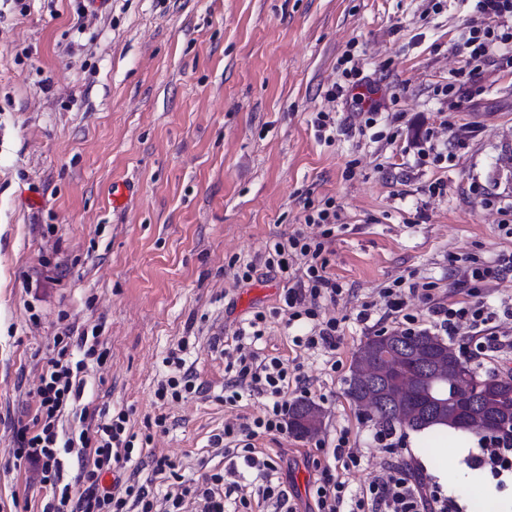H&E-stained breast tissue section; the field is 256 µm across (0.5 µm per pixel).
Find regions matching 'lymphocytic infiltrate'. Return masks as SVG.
Returning <instances> with one entry per match:
<instances>
[{
	"label": "lymphocytic infiltrate",
	"mask_w": 512,
	"mask_h": 512,
	"mask_svg": "<svg viewBox=\"0 0 512 512\" xmlns=\"http://www.w3.org/2000/svg\"><path fill=\"white\" fill-rule=\"evenodd\" d=\"M469 50L465 66L496 60L499 67L512 69V26L500 31L484 24L469 27L465 40ZM305 224L322 229V240H314L297 231L266 242L258 261L240 264L237 283L249 284L258 267H265L287 280L288 286L277 306L255 312L224 344V403L235 408L242 400L261 402L259 413L246 417L235 414L225 419L221 432L210 438L212 447L223 449V469L204 474L197 480H185L166 456L146 451L136 443L130 414L122 410L107 419H96L90 408H82V427L66 433L62 417L76 403L83 390L82 373L88 361L105 364L106 352L91 343L88 333L63 332L56 337L55 354L42 368L32 390L34 408L29 422L16 431L14 465L36 474L49 487V499L25 501L23 512H297L293 493L286 487L280 464L256 448L263 436L289 432L290 395L308 397L310 381L302 371L297 354L321 349L335 353L341 340L339 322L324 317L323 310L343 293L342 286L327 273L323 255L324 238L339 215L332 200L306 203ZM419 293L435 328L452 336L468 330L485 337L489 349L501 342L494 325L495 312L483 304L445 302L436 298L429 285L409 284L408 288L380 289L384 318L406 315L407 293ZM282 320L285 327L304 321L308 329L291 338L294 358L260 356L255 346L265 334L267 319ZM176 371L161 379L155 397L163 403L176 402L190 394H202L203 385L187 367L185 359L171 354ZM329 464L314 462L312 484L314 505L311 512H458L453 497L427 503L421 485L405 468L395 465L382 469L359 489L343 481L340 465L358 463L356 449L339 436L326 450ZM75 457L79 471L73 481H65L63 461ZM148 462L150 481L164 483V494H155L150 481L140 478V462ZM113 475L104 485L105 475Z\"/></svg>",
	"instance_id": "obj_1"
}]
</instances>
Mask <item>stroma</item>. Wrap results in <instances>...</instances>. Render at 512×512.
Here are the masks:
<instances>
[{
	"label": "stroma",
	"mask_w": 512,
	"mask_h": 512,
	"mask_svg": "<svg viewBox=\"0 0 512 512\" xmlns=\"http://www.w3.org/2000/svg\"><path fill=\"white\" fill-rule=\"evenodd\" d=\"M475 4L108 0L81 18L75 0H0V501L46 494L16 473L11 448L28 391L69 327L97 329L109 352L86 374L82 403L128 410L138 439L186 477L223 467L209 446L228 416L215 344L287 286L263 268L237 286L229 261L300 228L318 235L304 204L328 198L341 220L324 255L344 292L325 314L344 332L335 354L301 358L323 425L315 437L256 445L279 458L304 502L305 456L339 431L361 451L342 472L350 486L399 463L442 495L437 470L463 469L462 456L449 448L432 464L386 447L345 389L368 335L359 307L399 277L447 301L512 310V274L462 286L471 268L512 254L496 211L512 206V70L481 65L473 96L458 90ZM348 66L362 83L329 99ZM375 103L376 125L359 134L358 113ZM319 112L336 119L332 141L315 135ZM422 124L451 160L418 157ZM35 278L44 288L34 321ZM182 340L205 391L163 406L155 385ZM450 342L479 375L512 369V352L484 350L482 337Z\"/></svg>",
	"instance_id": "obj_1"
}]
</instances>
